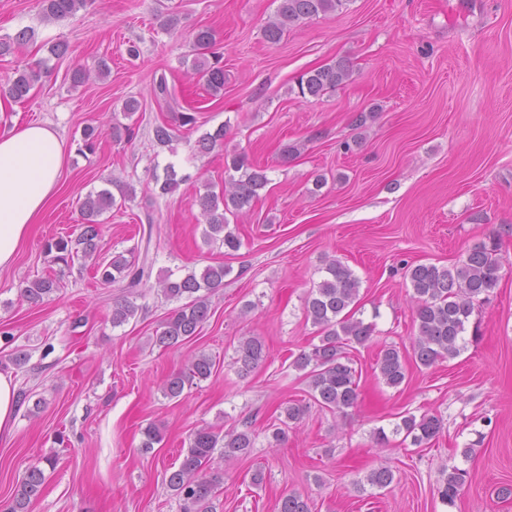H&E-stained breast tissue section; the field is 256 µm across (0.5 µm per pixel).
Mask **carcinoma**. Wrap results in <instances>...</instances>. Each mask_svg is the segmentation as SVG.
Returning <instances> with one entry per match:
<instances>
[{"label": "carcinoma", "mask_w": 512, "mask_h": 512, "mask_svg": "<svg viewBox=\"0 0 512 512\" xmlns=\"http://www.w3.org/2000/svg\"><path fill=\"white\" fill-rule=\"evenodd\" d=\"M43 16L59 20L74 15L85 7L88 0H41ZM275 17L263 27L265 41L276 44L286 29L306 19L327 15L339 9L343 0H276ZM216 35L208 27L193 33L194 53L191 63L193 73L201 76L215 97L224 93L223 56L214 51ZM352 75L346 59H339L304 73L298 81L301 96L318 99L327 91L345 84ZM39 73L24 70L5 79L6 94L16 101L28 98ZM154 97L166 104L176 102L175 91L165 76L153 83ZM199 123L197 112L188 109L174 115V123L161 122L153 126V141L160 147L169 145L178 128H195ZM227 125L207 132L196 141V150L209 153L223 143ZM102 129L87 125L81 131L82 145L78 151H93ZM234 174L224 180V189L217 193L211 189L196 195L194 202L206 223L204 240L221 242L224 249L235 252L241 240L229 229L227 215H237L260 198V192L269 184L267 170L252 166L239 158L232 162ZM152 180L158 196L164 197L178 189L186 177L178 175L174 164L163 169V174L153 173ZM116 205L115 196L107 189L90 194L80 204L84 224L75 238H58L47 244L48 253L56 263L65 266L82 256L92 257L101 251V221L98 217ZM153 260L149 248H144L142 258H127L124 254L112 255L106 263L97 264L96 273L104 284H118L123 296L113 302L112 326L117 327L135 317L139 311L130 296L148 286L152 277ZM324 278L312 288L305 303V318L317 328L319 343H312L293 360L295 369L303 372L308 382L311 399L319 407L345 416L356 407L359 397V372L354 367L349 351L365 347L372 341L373 324L356 317L360 280L349 266L333 257L325 260ZM230 268L219 265L206 266L201 274L194 272L182 277L166 276L156 281L157 291L168 301H184L161 322L155 330L153 341L160 348L178 347L198 336L200 328L211 314L209 297L214 289L224 284ZM407 278L413 290L415 306L413 325L416 333L411 339V352L404 355L395 345L382 349L376 369L383 382L397 388L407 381L408 363L428 368L439 361L451 359L465 347L466 324L477 302H485L498 287L501 265L496 257V244H476L465 251L461 260L452 266L433 263L417 264L408 270ZM20 296L29 304L40 305L58 290L57 281L39 278L24 281L19 286ZM237 373L245 378L258 369L267 358V348L260 336H246L235 349ZM215 369L213 358L205 353L193 356L187 368L167 377L162 393L170 399L179 398L194 381L210 378ZM309 406L288 403L281 408L277 420L280 425L269 435V446L282 444L286 439L285 427L300 422ZM443 428V420L435 414L421 417L407 415L393 432L404 434L417 447L429 444ZM256 434L251 422L227 431L212 426L194 430L177 469L165 474L167 487L182 501V512H215L217 481L207 477L205 469L213 461L216 450L226 458H246L255 448ZM467 471L452 466L442 471L436 488L441 502L449 507L456 505ZM44 470L29 468L14 490L11 502L4 512H27L31 501L37 498L45 485ZM367 483L385 489L394 481L393 470L379 465L369 470ZM278 512H311L307 500L296 493L284 494L278 503Z\"/></svg>", "instance_id": "1"}]
</instances>
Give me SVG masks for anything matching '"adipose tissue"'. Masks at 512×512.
<instances>
[{
    "instance_id": "1",
    "label": "adipose tissue",
    "mask_w": 512,
    "mask_h": 512,
    "mask_svg": "<svg viewBox=\"0 0 512 512\" xmlns=\"http://www.w3.org/2000/svg\"><path fill=\"white\" fill-rule=\"evenodd\" d=\"M64 143L42 123L0 129V269L8 268L60 187Z\"/></svg>"
}]
</instances>
